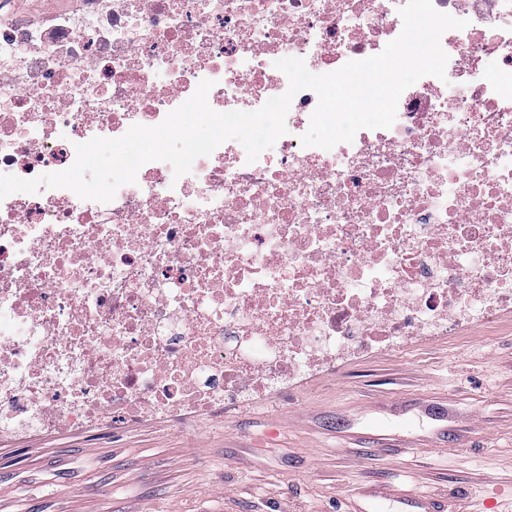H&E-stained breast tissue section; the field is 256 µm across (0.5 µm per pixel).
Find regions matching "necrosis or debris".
Masks as SVG:
<instances>
[{
  "instance_id": "necrosis-or-debris-1",
  "label": "necrosis or debris",
  "mask_w": 512,
  "mask_h": 512,
  "mask_svg": "<svg viewBox=\"0 0 512 512\" xmlns=\"http://www.w3.org/2000/svg\"><path fill=\"white\" fill-rule=\"evenodd\" d=\"M406 0H83L48 22L0 0V174L61 172L75 147L155 126L214 86L253 111L379 53ZM445 79L388 129L301 143L318 98L247 163L223 143L174 177L143 165L108 203L63 188L0 200V435L236 404L512 317V0H433ZM70 137L56 138L57 127Z\"/></svg>"
}]
</instances>
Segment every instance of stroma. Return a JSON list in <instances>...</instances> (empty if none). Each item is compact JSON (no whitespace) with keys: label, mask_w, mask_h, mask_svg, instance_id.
I'll return each instance as SVG.
<instances>
[{"label":"stroma","mask_w":512,"mask_h":512,"mask_svg":"<svg viewBox=\"0 0 512 512\" xmlns=\"http://www.w3.org/2000/svg\"><path fill=\"white\" fill-rule=\"evenodd\" d=\"M379 419L440 454L395 456L347 432ZM404 486L453 512L512 506V320L382 353L229 410L114 428L0 435V512H349Z\"/></svg>","instance_id":"35a3bbf8"}]
</instances>
